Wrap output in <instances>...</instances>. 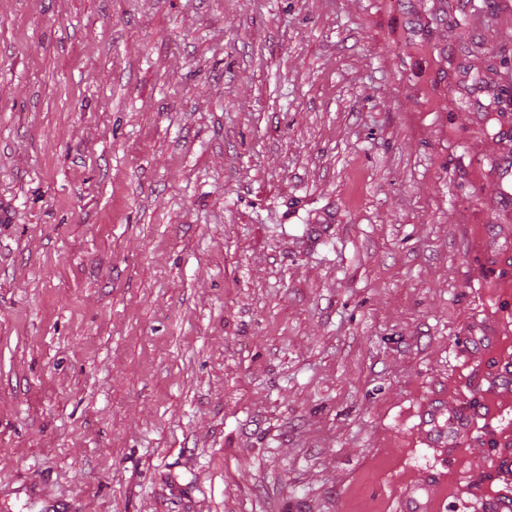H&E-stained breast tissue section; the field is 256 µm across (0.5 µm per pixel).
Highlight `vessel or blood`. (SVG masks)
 <instances>
[{
    "label": "vessel or blood",
    "instance_id": "b4317fda",
    "mask_svg": "<svg viewBox=\"0 0 512 512\" xmlns=\"http://www.w3.org/2000/svg\"><path fill=\"white\" fill-rule=\"evenodd\" d=\"M485 382L490 391L506 394L512 393V360L501 361L499 367L485 375ZM444 402L433 398L419 413L418 427L427 446H456L458 441L468 435L476 426H483L486 432H493L494 422L499 416V409L494 402L483 401L481 412H474L468 405L457 407L452 413H444ZM447 416V430H440L438 419ZM499 491L485 501L486 512H512V458L501 456L494 465ZM424 501L410 497L408 491H401L399 500L404 512H443L446 496L441 493L438 483L431 482L424 487Z\"/></svg>",
    "mask_w": 512,
    "mask_h": 512
}]
</instances>
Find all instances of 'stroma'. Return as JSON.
Returning a JSON list of instances; mask_svg holds the SVG:
<instances>
[{
    "instance_id": "1",
    "label": "stroma",
    "mask_w": 512,
    "mask_h": 512,
    "mask_svg": "<svg viewBox=\"0 0 512 512\" xmlns=\"http://www.w3.org/2000/svg\"><path fill=\"white\" fill-rule=\"evenodd\" d=\"M503 243L512 0H0V512H470ZM444 401L440 397L433 398L420 411L419 423L416 425L422 431V438L428 447H443L448 442V447H454L458 441L468 435L476 426V417L484 420L482 428L492 438L494 435V420L499 416L500 409L494 401L482 399V412L475 415L473 408L468 405L458 406L448 414V436L438 428V418L442 415ZM425 501L423 503L410 497L408 489L402 490L398 499L402 504L401 511L410 512H440L444 510L447 494L439 489V482H430L423 487Z\"/></svg>"
}]
</instances>
